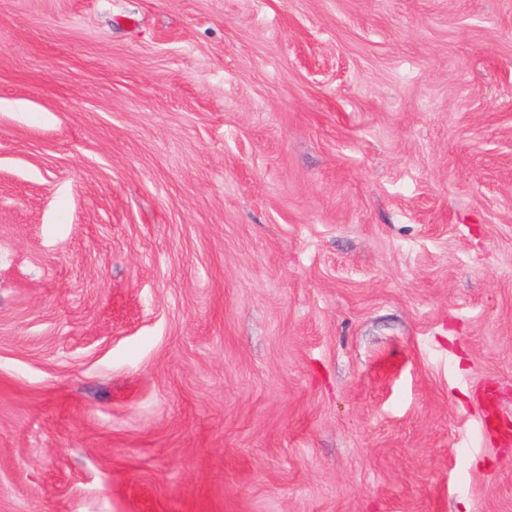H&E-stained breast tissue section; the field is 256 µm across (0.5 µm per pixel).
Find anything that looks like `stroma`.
I'll return each instance as SVG.
<instances>
[{"instance_id":"stroma-1","label":"stroma","mask_w":512,"mask_h":512,"mask_svg":"<svg viewBox=\"0 0 512 512\" xmlns=\"http://www.w3.org/2000/svg\"><path fill=\"white\" fill-rule=\"evenodd\" d=\"M0 512H512V0H0Z\"/></svg>"}]
</instances>
